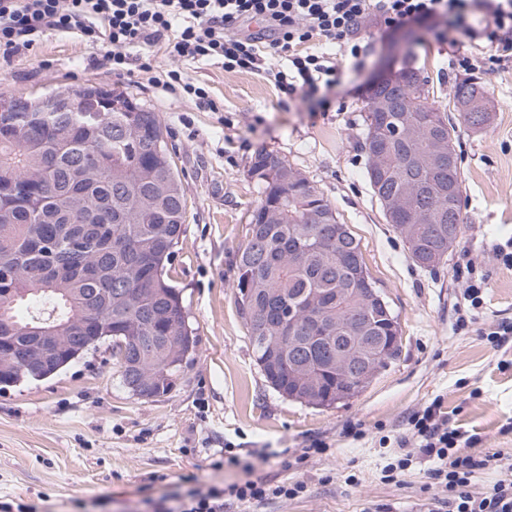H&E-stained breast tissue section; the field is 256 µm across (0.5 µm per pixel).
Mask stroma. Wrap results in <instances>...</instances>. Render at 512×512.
<instances>
[{
  "label": "stroma",
  "instance_id": "stroma-1",
  "mask_svg": "<svg viewBox=\"0 0 512 512\" xmlns=\"http://www.w3.org/2000/svg\"><path fill=\"white\" fill-rule=\"evenodd\" d=\"M406 28L417 38L398 49V31L364 25L359 57L337 50L336 85L308 97L284 98L265 74L184 63L220 103L217 112L149 75L116 78L97 64L98 49L74 34L46 33L34 50L0 63V96L38 99L99 84L158 114L187 199L172 281L199 337L172 390L158 397L123 387L106 342L48 379L0 388V502H37L42 512H153L162 496L251 478L305 489L290 499L229 501L224 512H440L427 464L397 483L381 473L410 415L437 397L449 421L475 436V453L512 460V345L487 336L512 320V267L494 254L512 238V67L475 72L492 120L478 131L457 125L462 230L439 267L420 268L366 178L358 142L367 84L385 61L407 64L427 77L430 101L444 108L463 78L456 58L475 48L444 22ZM261 150L321 190L359 238L401 326L399 357L358 397L332 408L269 387L235 305L236 253L260 203L250 168ZM480 280L488 285L483 305L474 324L457 329L460 294ZM350 426L361 438L344 437ZM316 441L323 453L311 452Z\"/></svg>",
  "mask_w": 512,
  "mask_h": 512
}]
</instances>
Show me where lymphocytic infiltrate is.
I'll use <instances>...</instances> for the list:
<instances>
[{
	"mask_svg": "<svg viewBox=\"0 0 512 512\" xmlns=\"http://www.w3.org/2000/svg\"><path fill=\"white\" fill-rule=\"evenodd\" d=\"M473 4L486 19L482 28L466 26L464 38L488 41L493 54L464 56L457 66L468 72L512 65V0H0V54L12 56L39 44L45 33H75L107 49L103 65L114 74L132 69L150 72L162 88L195 100L206 108L215 103L207 90L191 82L182 65L213 61L228 72L267 69L270 59L287 55L286 66L270 70L281 94H310L331 86L338 70L334 58L305 52L321 39L346 46L359 55L355 31L376 20L388 29L412 21L459 13ZM410 438L383 467L393 480L414 459L431 463L428 474L448 512H512V479H499L482 493L471 490L476 471L488 465L467 450L468 440L431 402L408 420ZM302 483L269 486L247 480L226 488L198 489L187 497L172 495L154 504L155 512H224L225 499L241 503L269 497H296Z\"/></svg>",
	"mask_w": 512,
	"mask_h": 512,
	"instance_id": "lymphocytic-infiltrate-1",
	"label": "lymphocytic infiltrate"
}]
</instances>
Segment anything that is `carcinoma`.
I'll list each match as a JSON object with an SVG mask.
<instances>
[{
	"instance_id": "1",
	"label": "carcinoma",
	"mask_w": 512,
	"mask_h": 512,
	"mask_svg": "<svg viewBox=\"0 0 512 512\" xmlns=\"http://www.w3.org/2000/svg\"><path fill=\"white\" fill-rule=\"evenodd\" d=\"M393 87L402 111L440 126L456 154V126L429 101L418 70L402 67ZM93 86L70 92L73 109L40 112L14 99L0 112V385L46 379L109 341L124 386L140 397L168 393L198 338L188 323L168 265L183 231L186 197L156 113L130 100L128 112H95ZM453 111L481 128L491 119L489 93L476 78L455 85ZM382 131L387 167L367 174L374 195L401 190L413 178L422 192L410 216L393 227L420 267L448 254V228L460 233L459 167L435 174L414 168L427 153L429 127L397 139L396 121L368 112L366 129ZM290 165L261 151L250 174L261 195L238 249L236 304L255 362L280 396L313 407L336 403V327L359 313L372 335H386L371 364L385 369L401 352L398 317L389 302L364 307L372 292L360 240L308 178L287 184ZM293 319L301 347L295 359L281 340V318ZM56 337L32 359L35 328ZM350 398L367 387L361 371L344 377Z\"/></svg>"
}]
</instances>
